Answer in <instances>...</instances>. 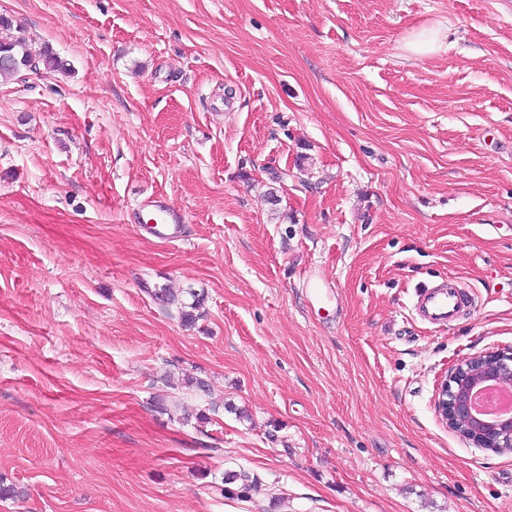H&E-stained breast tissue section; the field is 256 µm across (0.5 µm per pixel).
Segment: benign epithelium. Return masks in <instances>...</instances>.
Here are the masks:
<instances>
[{"label": "benign epithelium", "mask_w": 512, "mask_h": 512, "mask_svg": "<svg viewBox=\"0 0 512 512\" xmlns=\"http://www.w3.org/2000/svg\"><path fill=\"white\" fill-rule=\"evenodd\" d=\"M512 385V352L486 351L455 366L440 384L437 400L439 415L453 429L462 428L483 448L512 447V417L486 419L478 415L472 393L485 383Z\"/></svg>", "instance_id": "7a95c632"}]
</instances>
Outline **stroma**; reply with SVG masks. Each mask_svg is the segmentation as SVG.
I'll use <instances>...</instances> for the list:
<instances>
[{"label": "stroma", "instance_id": "stroma-1", "mask_svg": "<svg viewBox=\"0 0 512 512\" xmlns=\"http://www.w3.org/2000/svg\"><path fill=\"white\" fill-rule=\"evenodd\" d=\"M0 16L71 68L0 76V512H512L435 406L512 348V0ZM448 278L472 306L420 320ZM440 48L437 33L432 29H421L407 43V49L415 55L436 52ZM152 214L149 221L138 224L139 231L157 241L181 242L185 236L186 218L182 211L172 208L163 197H149L140 207Z\"/></svg>", "mask_w": 512, "mask_h": 512}]
</instances>
